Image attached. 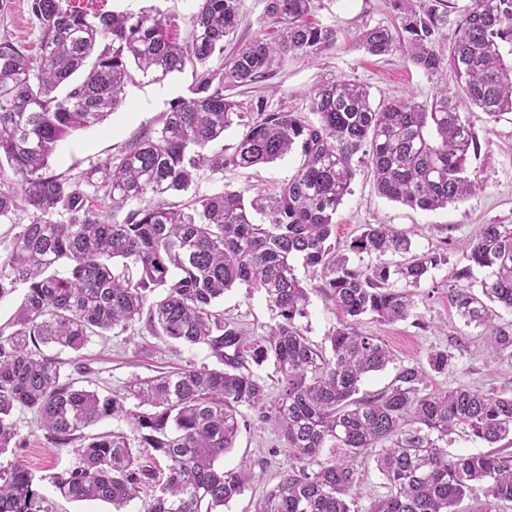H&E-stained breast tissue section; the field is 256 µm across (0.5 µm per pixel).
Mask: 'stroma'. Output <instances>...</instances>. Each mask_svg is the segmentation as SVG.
Instances as JSON below:
<instances>
[{
    "label": "stroma",
    "instance_id": "1",
    "mask_svg": "<svg viewBox=\"0 0 512 512\" xmlns=\"http://www.w3.org/2000/svg\"><path fill=\"white\" fill-rule=\"evenodd\" d=\"M73 6L90 11L136 10L154 6L172 17L179 32H186L187 18L194 0H71ZM312 18L338 30L335 48L318 59L296 54L282 56L272 75L254 84L251 94L263 97L268 111L281 109L308 112L312 92L331 78H345L368 87L373 104L402 97H413L421 104L432 103L445 86L444 80L428 75L400 53L373 56L358 44L365 27L393 26L397 12L392 0H318ZM8 35L29 50L38 48V31L29 10V0H7L0 12V36ZM192 84L191 71L177 74L163 83L139 78L127 88L124 104L108 119L92 128L74 132L56 150L51 160L55 172H78L109 156L144 130L159 127L171 102L187 95ZM468 120L477 134L480 150L471 157L469 167L483 187L464 202L436 211H424L393 202L378 194L368 169L358 171L351 192L336 215V246L348 254L352 266L367 268L380 263L376 254L349 253L350 241L364 225L386 224L395 232L410 235L418 251L450 252L448 265L431 271L417 290L416 307L407 320L388 324L365 316L359 330L378 336L392 352L394 361L383 371L371 374L362 383L367 393L384 390L393 380L398 366L425 360L438 349L448 350L451 365L444 374H430V391L442 392L460 385L487 390L512 391V366L495 362L481 329L464 326L448 300L450 265L463 261L469 241L482 225L512 224V113L494 120L479 109H472ZM301 158L292 153L270 164L251 169L227 168L221 172L201 170L192 188L199 196L248 185L276 191L295 175ZM297 276L307 289V316L300 324L312 344L324 346L328 337L344 321L343 314L326 296L319 277L297 268ZM225 317L240 323L253 339L266 337L279 321L277 310L263 292L238 286L228 290L221 304ZM45 355L58 358L65 371L85 366L90 370L88 389L107 396L124 391L129 382L147 378L188 364L213 365L206 349L168 344L151 336L143 327L113 330L106 336L91 337L80 352L44 347ZM246 425L233 448L224 457L228 470L247 469L249 479L240 496L224 512H254L262 494L288 468V451L271 425L259 421L252 410L244 412ZM12 422L22 443L15 452L0 455V469L14 460L41 475L40 492L53 499L57 512H110V504L100 501L73 502L57 498L50 481L53 474L73 467L77 457L67 449L53 447L38 429L34 415L16 409Z\"/></svg>",
    "mask_w": 512,
    "mask_h": 512
}]
</instances>
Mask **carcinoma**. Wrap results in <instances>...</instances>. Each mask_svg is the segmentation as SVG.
Listing matches in <instances>:
<instances>
[{
	"instance_id": "carcinoma-1",
	"label": "carcinoma",
	"mask_w": 512,
	"mask_h": 512,
	"mask_svg": "<svg viewBox=\"0 0 512 512\" xmlns=\"http://www.w3.org/2000/svg\"><path fill=\"white\" fill-rule=\"evenodd\" d=\"M314 2L266 0L265 15L284 24L278 39L239 42L217 66L212 58L224 56V41L241 23L238 0H195L185 42L171 36L170 17L157 8L99 13L69 0H30L39 55L0 38V177L12 173L0 188V219L18 211L31 217L0 239V299L27 289L13 330L0 329V454L20 446L13 411L30 410L50 444L77 456V465L53 476L62 498L121 512L153 478L137 454L150 448L166 475L147 512H223L248 482L245 470L221 465L246 407L272 424L289 455L288 470L255 512H355L356 462L370 450L388 494L367 512H457L478 490L491 503L512 502L511 452H448L459 430L488 444L512 437V392H425L427 370L445 374L451 364L448 351L434 350L425 364L399 367L385 390L360 394L363 379L393 356L355 324L365 315L408 319L413 289L450 255L419 253L410 237L366 224L349 251L402 260L360 270L333 242L360 164L379 194L412 208L444 209L481 189L467 169L479 141L460 108L468 103L494 118L512 112V64L501 52L512 44V0H470L462 9L451 0H393L398 24L360 33L372 55L399 50L431 76L455 73L458 92L429 106L406 98L375 108L368 87L345 78L314 90L316 123L300 112H269L262 99L245 108L224 96L270 72L281 55L316 58L336 45V28L311 20ZM450 26L444 54L437 44ZM188 66L189 95L172 101L160 128L82 171H52L49 159L71 132L121 106L131 72L160 83ZM234 125L242 130L232 153L205 152ZM292 151L301 165L272 194L224 190L180 209L165 200L188 191L204 167L249 169ZM296 258L350 317L327 347L310 343L299 324L308 295ZM465 259L450 264L448 300L465 325L485 330L493 359L512 366V321L495 322L486 304L512 312V224L483 225ZM475 267L489 271L480 296L463 285ZM237 285L262 291L279 313L255 346L218 308ZM136 323L164 342L206 347L216 365L176 367L102 397L40 350L77 352L93 336ZM268 360L280 374L271 401L250 369ZM110 417L128 432L85 434ZM39 481L20 461L0 471V512H53Z\"/></svg>"
}]
</instances>
